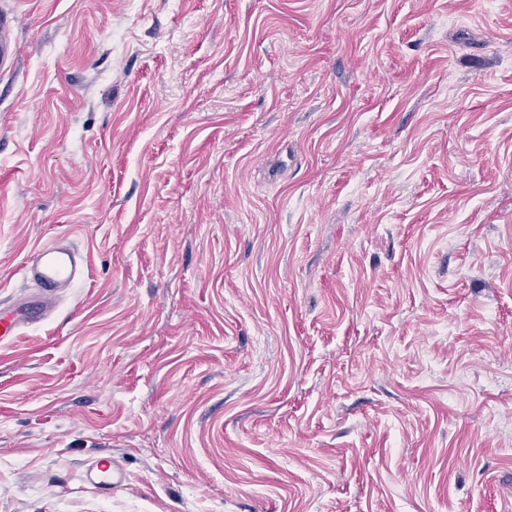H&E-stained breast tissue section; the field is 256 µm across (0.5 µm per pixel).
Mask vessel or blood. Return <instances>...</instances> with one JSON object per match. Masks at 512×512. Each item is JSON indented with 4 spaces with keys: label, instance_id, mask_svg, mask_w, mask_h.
Instances as JSON below:
<instances>
[{
    "label": "vessel or blood",
    "instance_id": "obj_1",
    "mask_svg": "<svg viewBox=\"0 0 512 512\" xmlns=\"http://www.w3.org/2000/svg\"><path fill=\"white\" fill-rule=\"evenodd\" d=\"M18 48L13 36L12 20L0 14V70L11 71L16 64ZM87 260L84 254L60 242H46L36 246L22 272L33 282L35 293L15 304L0 306V343L28 324L40 322L53 309L61 289L72 287L86 274ZM92 481L116 489L122 487L125 476L116 471L111 458L96 462L90 469Z\"/></svg>",
    "mask_w": 512,
    "mask_h": 512
}]
</instances>
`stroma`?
Segmentation results:
<instances>
[{
    "instance_id": "stroma-1",
    "label": "stroma",
    "mask_w": 512,
    "mask_h": 512,
    "mask_svg": "<svg viewBox=\"0 0 512 512\" xmlns=\"http://www.w3.org/2000/svg\"><path fill=\"white\" fill-rule=\"evenodd\" d=\"M1 12L0 512H512V0ZM18 57V48L13 36L12 20L0 14V70L8 72L13 69ZM86 256L59 241L36 246L22 269L37 291L15 304L0 305V343L7 342L28 324L38 323L53 309L63 288H71L85 277ZM89 477L92 481L96 483L98 481L113 489L122 487L125 482V476L122 472H114V465L110 457L97 461L90 469Z\"/></svg>"
}]
</instances>
